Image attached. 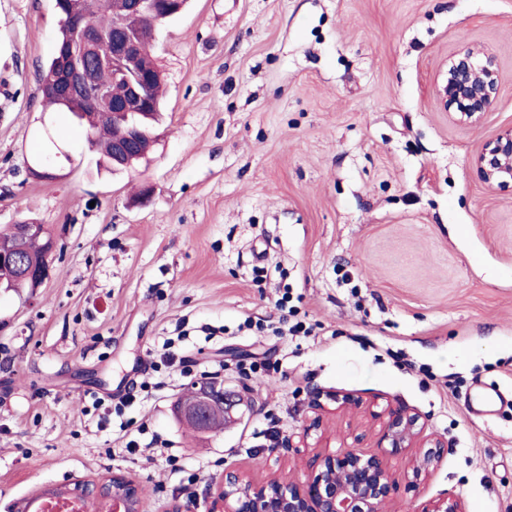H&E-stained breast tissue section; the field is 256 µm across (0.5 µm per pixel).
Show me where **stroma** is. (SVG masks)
Listing matches in <instances>:
<instances>
[{
  "label": "stroma",
  "mask_w": 512,
  "mask_h": 512,
  "mask_svg": "<svg viewBox=\"0 0 512 512\" xmlns=\"http://www.w3.org/2000/svg\"><path fill=\"white\" fill-rule=\"evenodd\" d=\"M57 29L54 0H0V225H46L59 247L36 293L0 290V512L116 468L143 512H207L225 468L296 480L315 455L375 449L390 405L448 451L416 490L391 457L382 512L448 492L512 512V192L472 166L512 125V0H187L156 32L154 145L116 173L97 171L75 117L43 107ZM466 44L499 71L473 127L438 97ZM53 145L49 176H32ZM297 320L311 335H288ZM169 339L183 364L157 362ZM265 360L276 373L239 371ZM219 363L242 416L199 433L175 404ZM317 389L364 405L327 402L311 426Z\"/></svg>",
  "instance_id": "stroma-1"
}]
</instances>
